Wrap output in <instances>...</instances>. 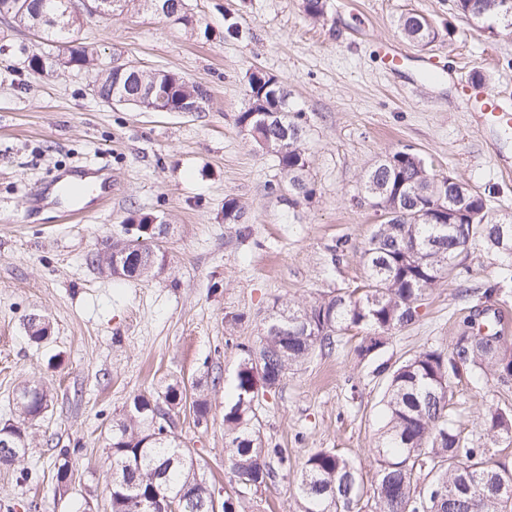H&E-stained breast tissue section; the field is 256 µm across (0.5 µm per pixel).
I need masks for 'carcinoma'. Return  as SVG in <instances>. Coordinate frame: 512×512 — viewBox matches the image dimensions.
Returning a JSON list of instances; mask_svg holds the SVG:
<instances>
[{"instance_id":"cac0c4a2","label":"carcinoma","mask_w":512,"mask_h":512,"mask_svg":"<svg viewBox=\"0 0 512 512\" xmlns=\"http://www.w3.org/2000/svg\"><path fill=\"white\" fill-rule=\"evenodd\" d=\"M177 13L174 24L195 30L198 20L184 0H168ZM56 0H0V16L37 31L50 43H64L79 25L69 14V28L45 21ZM131 4L158 13V0H112L111 13ZM459 15L488 30L495 37H512V16L500 15V0H454ZM400 33L426 46L438 31L422 15L410 13L400 20ZM92 52L71 40L63 67L86 66ZM121 87L135 102L162 100L171 111L203 104L209 90L165 70L139 71L127 75L106 70L98 80L99 96L111 101L114 86ZM247 96L252 108L241 112L237 124L263 150L273 153L281 173L298 198L309 199L314 188L307 180L308 156L302 147L300 125L288 119L287 91L274 77L256 70L249 75ZM364 189L372 205L385 216L368 240L365 250L368 288L337 292L309 305H276L265 318L259 345L242 347L233 397L224 407V429L230 436L227 469L246 485L259 487L274 476L273 462L288 461L285 450L262 446L257 410L259 389H277L288 372L301 366L316 351L335 347L340 332L353 327L370 329L357 346L360 359L375 361L388 335L412 324L428 290L452 270L470 242L480 238L500 249L502 222L490 216L486 199L453 175L432 172L423 159L409 151H396L367 172ZM151 216L129 219L136 237L117 239L112 248L144 254L128 267L112 270L127 280L160 272L165 255L157 247L167 228L158 224L144 231ZM477 317L464 322L458 336L446 349L419 352L395 365L382 362L375 372L385 380L382 399L384 419L381 441L372 449L377 465L373 488L375 512H512V467L496 459L490 449L467 441L448 411L455 380L467 372L480 380L493 376L512 381V343L495 318L489 332L473 337ZM33 394L18 419L0 426L14 446L29 449L28 424L42 416L49 394L39 384L26 383L17 390ZM187 400L179 381L166 386L162 397L132 398L129 409L112 425L110 465L111 512H147L156 494L186 497L180 512H204L215 488L198 474L197 463L177 441L167 415ZM480 427L494 442L512 443V406L490 405L480 418ZM425 472L426 485L414 482ZM361 482L357 468L330 449L311 451L300 471L297 495L300 512H351L358 501Z\"/></svg>"}]
</instances>
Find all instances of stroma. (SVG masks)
Returning a JSON list of instances; mask_svg holds the SVG:
<instances>
[{
  "label": "stroma",
  "instance_id": "1",
  "mask_svg": "<svg viewBox=\"0 0 512 512\" xmlns=\"http://www.w3.org/2000/svg\"><path fill=\"white\" fill-rule=\"evenodd\" d=\"M307 17L301 0H187L191 34L149 11L83 16L78 37L93 51L82 68L50 72L32 54H63L59 43L0 18V423L13 418L19 386L38 383L49 406L29 429L25 460L0 464V512H108L112 425L133 396L155 397L172 380L208 397L172 412L173 433L217 492L238 495L245 512H298L297 474L309 451L334 450L355 463L364 485L352 512H372L384 384L359 360L363 328L343 331L329 354L290 371L259 408L264 445L286 449L273 481L243 488L228 473L224 405L242 361L273 305L308 304L363 288L364 248L383 218L364 200L365 172L410 150L435 173L485 195L493 217L512 219V135L477 123L463 87L512 92V39L488 38L458 17L453 0H328ZM424 15L439 36L419 46L397 32L399 17ZM240 33L229 36V23ZM403 53L400 72L383 61ZM133 62L205 85L199 112H148L104 102L102 68ZM255 70L282 82L288 112L303 128L312 198L290 200L272 153L237 124ZM81 165L105 167L112 201L87 218L60 219L36 191ZM236 199L242 224L224 221ZM167 225L162 273L121 280L93 264L130 218ZM512 256L476 240L457 268L428 290L419 318L395 331L382 360L444 348L475 309L506 318L512 339ZM492 297H485V289ZM51 334L34 344L30 316ZM512 404V382L462 378L451 410L484 443L483 405ZM72 480L58 491L60 449Z\"/></svg>",
  "mask_w": 512,
  "mask_h": 512
}]
</instances>
